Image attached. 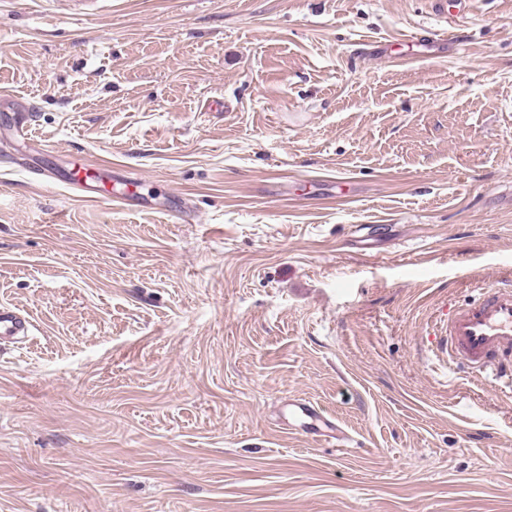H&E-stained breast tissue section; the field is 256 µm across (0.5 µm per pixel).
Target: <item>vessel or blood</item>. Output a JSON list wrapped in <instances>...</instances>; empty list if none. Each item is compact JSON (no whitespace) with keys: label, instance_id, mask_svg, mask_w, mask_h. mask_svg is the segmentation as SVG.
<instances>
[{"label":"vessel or blood","instance_id":"obj_1","mask_svg":"<svg viewBox=\"0 0 512 512\" xmlns=\"http://www.w3.org/2000/svg\"><path fill=\"white\" fill-rule=\"evenodd\" d=\"M474 288L477 298L448 316V367L512 389V284L489 288L478 282ZM33 329L25 313L0 304V343L32 336ZM288 423L303 434L330 439L341 450L351 442L336 419L304 399L289 404Z\"/></svg>","mask_w":512,"mask_h":512}]
</instances>
